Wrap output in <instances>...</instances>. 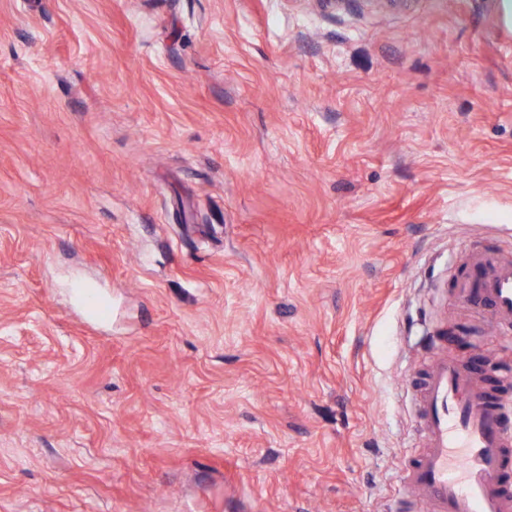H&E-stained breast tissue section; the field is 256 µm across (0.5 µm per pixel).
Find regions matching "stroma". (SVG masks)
<instances>
[{"label": "stroma", "instance_id": "stroma-1", "mask_svg": "<svg viewBox=\"0 0 512 512\" xmlns=\"http://www.w3.org/2000/svg\"><path fill=\"white\" fill-rule=\"evenodd\" d=\"M498 4L0 0V512H426L409 378L512 365ZM465 270L457 280L459 298L486 313L497 327L512 326V257L472 250L464 254Z\"/></svg>", "mask_w": 512, "mask_h": 512}]
</instances>
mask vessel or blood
<instances>
[{
  "label": "vessel or blood",
  "mask_w": 512,
  "mask_h": 512,
  "mask_svg": "<svg viewBox=\"0 0 512 512\" xmlns=\"http://www.w3.org/2000/svg\"><path fill=\"white\" fill-rule=\"evenodd\" d=\"M457 293L498 327L512 326V257L472 250ZM426 448L404 466L401 491L431 512H512V368H479L440 342L419 381Z\"/></svg>",
  "instance_id": "b4317fda"
}]
</instances>
